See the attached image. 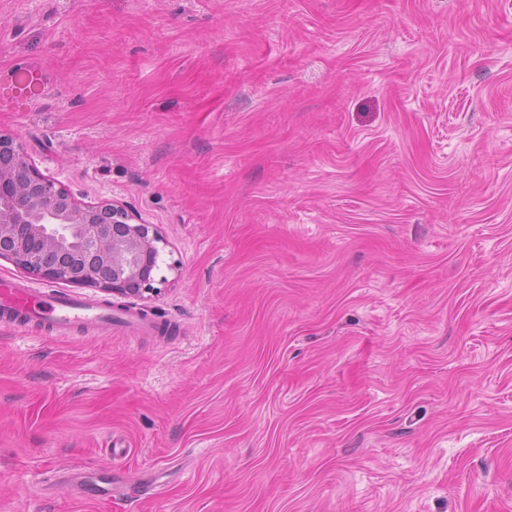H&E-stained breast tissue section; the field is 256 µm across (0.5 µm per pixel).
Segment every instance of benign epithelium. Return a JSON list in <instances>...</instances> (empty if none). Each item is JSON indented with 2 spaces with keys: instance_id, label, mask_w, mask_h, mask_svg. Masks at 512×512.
<instances>
[{
  "instance_id": "obj_1",
  "label": "benign epithelium",
  "mask_w": 512,
  "mask_h": 512,
  "mask_svg": "<svg viewBox=\"0 0 512 512\" xmlns=\"http://www.w3.org/2000/svg\"><path fill=\"white\" fill-rule=\"evenodd\" d=\"M159 231L119 201L80 202L42 174L18 137L0 132V259L52 282L143 300Z\"/></svg>"
}]
</instances>
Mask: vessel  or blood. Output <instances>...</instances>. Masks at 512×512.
<instances>
[{"label":"vessel or blood","mask_w":512,"mask_h":512,"mask_svg":"<svg viewBox=\"0 0 512 512\" xmlns=\"http://www.w3.org/2000/svg\"><path fill=\"white\" fill-rule=\"evenodd\" d=\"M0 317L17 322L36 321L48 330L66 332L73 327H121L127 330L146 328L145 318L127 313L112 314L101 309L60 295L31 294L27 288L12 280L0 279Z\"/></svg>","instance_id":"obj_1"}]
</instances>
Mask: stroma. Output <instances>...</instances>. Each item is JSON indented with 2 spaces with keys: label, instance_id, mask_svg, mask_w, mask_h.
<instances>
[{
  "label": "stroma",
  "instance_id": "1",
  "mask_svg": "<svg viewBox=\"0 0 512 512\" xmlns=\"http://www.w3.org/2000/svg\"><path fill=\"white\" fill-rule=\"evenodd\" d=\"M0 131L166 240L0 259L158 327L0 321V512H512V0H0Z\"/></svg>",
  "mask_w": 512,
  "mask_h": 512
}]
</instances>
